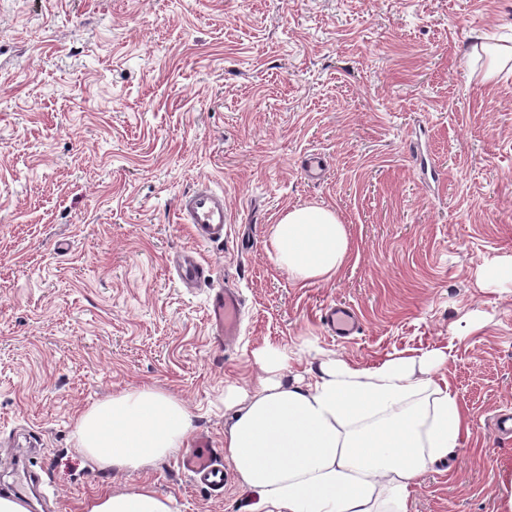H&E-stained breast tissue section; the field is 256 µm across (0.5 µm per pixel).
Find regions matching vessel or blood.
<instances>
[{
	"instance_id": "1",
	"label": "vessel or blood",
	"mask_w": 512,
	"mask_h": 512,
	"mask_svg": "<svg viewBox=\"0 0 512 512\" xmlns=\"http://www.w3.org/2000/svg\"><path fill=\"white\" fill-rule=\"evenodd\" d=\"M181 223L190 225L201 242H220L229 220L224 206V195L204 185L181 196L177 203ZM210 270L199 262L194 254H185L180 264V278L185 283H197L207 279ZM242 297L238 289L226 286L215 289L210 298L208 315L211 323L225 339L235 340L241 334ZM324 324L330 334L350 336L361 324L352 309L331 306L326 308ZM181 468L195 481L213 490L223 488L226 475L213 450H192L182 455Z\"/></svg>"
}]
</instances>
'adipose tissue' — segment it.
<instances>
[{
    "label": "adipose tissue",
    "instance_id": "obj_1",
    "mask_svg": "<svg viewBox=\"0 0 512 512\" xmlns=\"http://www.w3.org/2000/svg\"><path fill=\"white\" fill-rule=\"evenodd\" d=\"M276 263L298 282L327 280L346 264L349 241L335 210H287L272 229ZM446 356H398L373 367L325 356L316 379L282 383L286 349L257 351L247 390L230 388L224 457L262 512H409L418 476L469 432L465 406L439 369ZM192 415L166 391L141 387L84 412L81 451L104 467L142 471L181 448ZM84 512H172L149 484L102 491Z\"/></svg>",
    "mask_w": 512,
    "mask_h": 512
}]
</instances>
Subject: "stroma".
Here are the masks:
<instances>
[{"label": "stroma", "instance_id": "35a3bbf8", "mask_svg": "<svg viewBox=\"0 0 512 512\" xmlns=\"http://www.w3.org/2000/svg\"><path fill=\"white\" fill-rule=\"evenodd\" d=\"M512 0H0V483L40 476L28 512H81L95 491L150 482L176 512H253L229 480L177 455L129 473L79 448L80 415L142 386L194 417L184 446L224 445V391L254 353L287 349V380L321 354L369 367L448 356L470 431L416 480L410 512H506L512 437V78L488 83L476 37ZM223 191V242L177 221L198 181ZM336 211L349 257L300 283L269 240L289 209ZM185 251L241 289L242 334L208 323L209 282L181 287ZM352 306L360 334L322 311ZM214 449H194L182 455L180 467L195 481L212 490L222 489L226 476Z\"/></svg>", "mask_w": 512, "mask_h": 512}]
</instances>
